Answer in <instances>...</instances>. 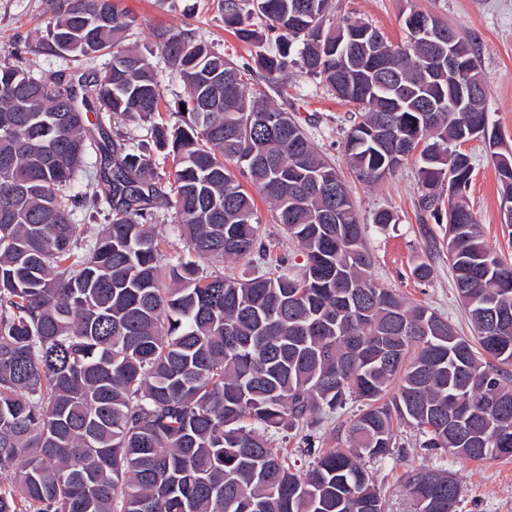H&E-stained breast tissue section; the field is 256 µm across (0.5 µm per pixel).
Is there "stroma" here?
I'll use <instances>...</instances> for the list:
<instances>
[{
    "mask_svg": "<svg viewBox=\"0 0 512 512\" xmlns=\"http://www.w3.org/2000/svg\"><path fill=\"white\" fill-rule=\"evenodd\" d=\"M122 5L136 19L128 44L149 59L165 99L186 97L187 89L155 44L157 28L191 33L239 63L251 59L253 46L225 27L220 0H122ZM413 10L433 14L461 31L472 44L486 86L489 127L503 146L512 149V0H331L326 22L336 26L366 22L397 44L407 38L403 18ZM50 17L49 0H0V65L25 67L37 78L71 71L74 63L69 57L42 47ZM286 85L285 95L272 91L268 97L295 118L313 146L348 183L359 219L370 227L367 246L373 256L374 278L409 303L425 306L448 320L460 335L473 337L448 267V226L435 223L418 206L419 155L410 156L381 183L360 182L341 149L348 127L347 106L338 103L320 79L299 67L289 68ZM465 150L474 167L466 199L487 244L512 262V224L506 223L500 209L495 150L480 138L468 142ZM256 205L261 239L274 254L287 257L292 274H300L305 259L296 242L273 221L264 199H257ZM380 209L391 211L397 218L396 224L384 231L371 226L374 213ZM422 261L432 269L424 281L412 274L415 264ZM359 409L358 402L350 401L334 416L303 431L278 430L275 445L287 449L296 461L302 459L303 448L337 447ZM394 431L402 446L400 454L369 466L388 512H415L406 483L414 473L436 468L447 469L460 484L458 512H512V459L462 461L450 455L440 457L421 448L420 434L412 423L395 421Z\"/></svg>",
    "mask_w": 512,
    "mask_h": 512,
    "instance_id": "35a3bbf8",
    "label": "stroma"
}]
</instances>
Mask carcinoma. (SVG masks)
I'll use <instances>...</instances> for the list:
<instances>
[{
  "instance_id": "1",
  "label": "carcinoma",
  "mask_w": 512,
  "mask_h": 512,
  "mask_svg": "<svg viewBox=\"0 0 512 512\" xmlns=\"http://www.w3.org/2000/svg\"><path fill=\"white\" fill-rule=\"evenodd\" d=\"M224 24L257 47L241 66L188 34L156 33L186 86L165 104L154 69L125 45L134 23L120 0H63L47 48L103 70L38 79L0 66V512H386L363 460L397 452L393 418L414 423L421 447L462 459L512 458V333L486 335L492 312L512 328V263L483 240L449 144L468 140L484 93L459 111L448 75V24L431 53L415 42L368 52L364 22L326 25L329 0H224ZM108 14L103 27L96 15ZM276 34L262 51L254 19ZM297 61L360 116L344 153L376 184L420 152L419 207L448 213V262L480 350L448 321L407 304L370 274L366 227L335 167L301 125L244 83L255 68L285 90ZM186 110H181V106ZM97 112L89 126L88 112ZM153 119L155 162L108 130L116 116ZM95 155L93 165L86 163ZM233 161L305 256L301 276L248 280L164 261L152 225L173 210L199 258L259 260L281 269L259 236L251 193ZM500 203L512 204V150L496 153ZM102 192L75 191L85 177ZM448 200H443V191ZM448 207H443V204ZM107 214L100 230L75 223ZM397 392L386 398L389 386ZM363 403L345 444L306 448V470L268 437ZM475 436L448 430V410ZM418 512H458L459 484L440 469L416 473Z\"/></svg>"
}]
</instances>
